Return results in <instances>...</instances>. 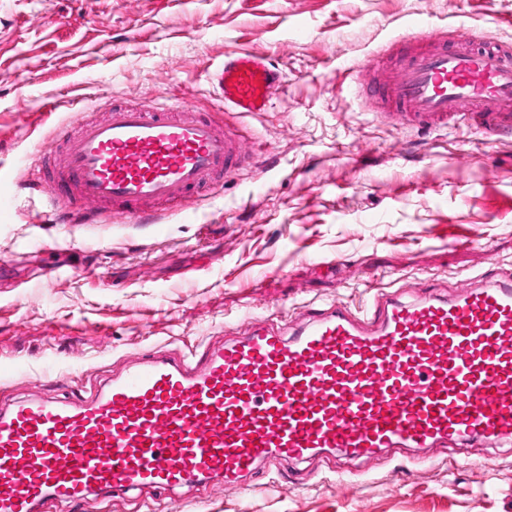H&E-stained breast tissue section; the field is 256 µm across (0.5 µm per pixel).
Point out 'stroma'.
Segmentation results:
<instances>
[{
	"label": "stroma",
	"mask_w": 512,
	"mask_h": 512,
	"mask_svg": "<svg viewBox=\"0 0 512 512\" xmlns=\"http://www.w3.org/2000/svg\"><path fill=\"white\" fill-rule=\"evenodd\" d=\"M418 15L512 44V0H0V170L27 176L57 123L113 101H191L254 157L160 224L60 225L46 197L0 189V405L89 396L141 355L199 352L254 319L290 329L332 302L512 268V136L413 131L351 93ZM243 46L282 73L267 111L212 94ZM70 512H512V446L273 460Z\"/></svg>",
	"instance_id": "obj_1"
}]
</instances>
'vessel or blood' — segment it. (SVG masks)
Instances as JSON below:
<instances>
[{"mask_svg": "<svg viewBox=\"0 0 512 512\" xmlns=\"http://www.w3.org/2000/svg\"><path fill=\"white\" fill-rule=\"evenodd\" d=\"M407 29L388 60L360 66L366 108L420 130L454 118L512 133V47L452 41L421 17ZM211 81L225 111L263 112L282 78L241 50ZM104 110L59 123L43 144L26 186L67 197L54 223L96 224L107 208L158 224L253 162L233 128L193 104ZM477 439H512L511 273L410 301L380 292L357 311L331 303L289 333L254 321L198 356H145L88 398L0 405V512L234 481L274 457L365 459Z\"/></svg>", "mask_w": 512, "mask_h": 512, "instance_id": "1", "label": "vessel or blood"}]
</instances>
